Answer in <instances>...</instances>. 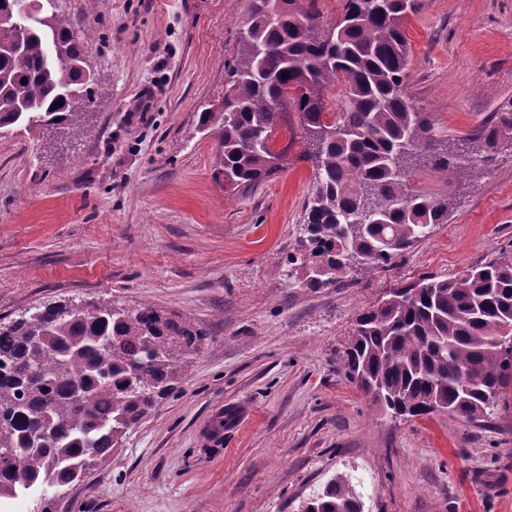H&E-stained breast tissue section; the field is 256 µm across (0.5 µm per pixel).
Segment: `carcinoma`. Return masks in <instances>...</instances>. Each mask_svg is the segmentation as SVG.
<instances>
[{"label":"carcinoma","mask_w":512,"mask_h":512,"mask_svg":"<svg viewBox=\"0 0 512 512\" xmlns=\"http://www.w3.org/2000/svg\"><path fill=\"white\" fill-rule=\"evenodd\" d=\"M420 0H343L327 26L318 0H250L224 111L204 108L198 128L217 141L224 189L252 187L284 170L286 151L251 145L279 132L290 96L301 118L315 185L305 235L287 262L309 288H334L336 268L387 266L438 224L449 199L407 185L422 163L464 178L473 161L458 142L433 138L428 113L407 90L404 25ZM27 28L21 49L0 54V132L77 129L100 90L76 31L55 12L22 17L0 0V47ZM342 95L324 121L323 90ZM512 142V99L463 140L481 159ZM208 333L151 305L67 301L0 321V499L33 488L62 492L112 453L127 430L185 377ZM346 376L396 414L439 410L486 417L512 386V253L455 277L425 278L363 313L344 351ZM301 512H361L350 481L334 478Z\"/></svg>","instance_id":"obj_1"}]
</instances>
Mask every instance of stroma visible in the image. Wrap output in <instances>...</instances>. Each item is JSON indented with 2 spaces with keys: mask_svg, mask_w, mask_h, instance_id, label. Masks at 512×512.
<instances>
[{
  "mask_svg": "<svg viewBox=\"0 0 512 512\" xmlns=\"http://www.w3.org/2000/svg\"><path fill=\"white\" fill-rule=\"evenodd\" d=\"M249 0H55L91 33L101 87L80 129L0 134V319L63 300L150 304L204 327L179 390L68 487L55 512H300L346 476L363 512H512V389L488 419L381 412L340 359L358 317L393 290L512 252V145L449 184L389 267L352 265L300 286L287 256L314 171L297 112L284 171L225 192L217 143L197 127L220 103ZM407 93L438 139H463L512 99V0H423L405 24Z\"/></svg>",
  "mask_w": 512,
  "mask_h": 512,
  "instance_id": "stroma-1",
  "label": "stroma"
}]
</instances>
